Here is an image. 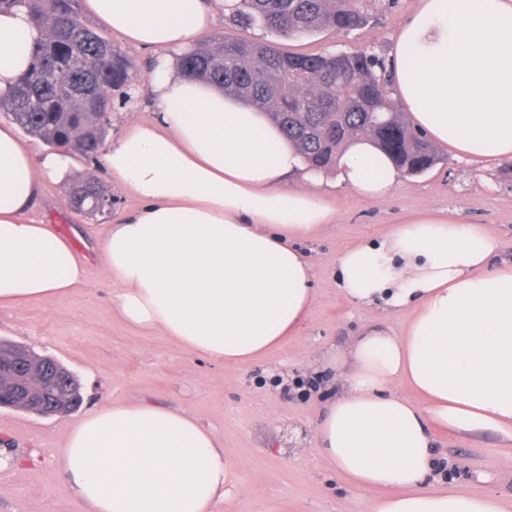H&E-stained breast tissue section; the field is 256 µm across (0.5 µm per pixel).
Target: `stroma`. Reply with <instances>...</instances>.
I'll return each mask as SVG.
<instances>
[{"instance_id": "stroma-1", "label": "stroma", "mask_w": 512, "mask_h": 512, "mask_svg": "<svg viewBox=\"0 0 512 512\" xmlns=\"http://www.w3.org/2000/svg\"><path fill=\"white\" fill-rule=\"evenodd\" d=\"M413 6L414 0H399L365 29L347 34L281 41L262 29L231 30L221 21L213 32L274 42L285 51L365 48L387 59ZM436 149L441 163L424 175L401 178L384 199L338 188L337 174H327L335 185L329 197L337 217L296 241L312 268L313 310L295 336L243 364L198 357L162 331L133 328L113 311L112 283L96 246L140 202L113 179L104 159L76 157L64 178L43 179L31 216L70 242L86 264L87 285L61 300L0 305V339L61 362L77 377L83 403L65 416L0 408V449L25 460L0 469V512H85L57 458L69 426L115 402L185 410L214 430L229 462L230 499L217 512H364L372 492L352 487L321 462L312 450L315 431L348 372L334 362V353L371 328L401 334L405 317L380 305L348 304L337 283L339 256L357 242L385 236L393 225L433 214L483 226L501 244L499 260H512V160L460 158L442 143ZM88 178L110 197L109 212L90 215L72 207L73 184ZM310 374L320 378V388L285 393L287 382ZM434 448L446 485L461 484L512 505V440L492 432L440 430ZM30 455L36 463H27Z\"/></svg>"}]
</instances>
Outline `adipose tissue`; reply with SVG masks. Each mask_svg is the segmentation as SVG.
I'll use <instances>...</instances> for the list:
<instances>
[{"label": "adipose tissue", "instance_id": "adipose-tissue-1", "mask_svg": "<svg viewBox=\"0 0 512 512\" xmlns=\"http://www.w3.org/2000/svg\"><path fill=\"white\" fill-rule=\"evenodd\" d=\"M126 43L153 52L156 118L131 124L105 155L142 203L99 243L127 324L161 330L208 360L251 361L295 335L315 298L294 238L332 223L320 173L307 170L269 115L176 64L224 12V0H84ZM40 33L23 10L0 12V95L28 70ZM391 92L414 125L457 156L512 158V0H416L394 36ZM0 126V305L62 299L85 264L28 212L42 178ZM340 185L389 196L400 173L373 143L342 153ZM482 226L417 217L338 258L353 305L406 315L402 335L372 329L340 359L350 373L317 427L322 461L372 492L367 512H504L499 500L439 489L432 424L512 439V263ZM408 380L425 406L392 393ZM58 465L87 512H215L228 463L215 432L186 412L112 403L65 434Z\"/></svg>", "mask_w": 512, "mask_h": 512}]
</instances>
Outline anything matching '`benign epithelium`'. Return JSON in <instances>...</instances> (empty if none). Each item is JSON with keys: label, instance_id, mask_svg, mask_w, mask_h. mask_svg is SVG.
Listing matches in <instances>:
<instances>
[{"label": "benign epithelium", "instance_id": "1", "mask_svg": "<svg viewBox=\"0 0 512 512\" xmlns=\"http://www.w3.org/2000/svg\"><path fill=\"white\" fill-rule=\"evenodd\" d=\"M66 370L25 348L0 343V407L20 403L30 412L45 415L66 402Z\"/></svg>", "mask_w": 512, "mask_h": 512}]
</instances>
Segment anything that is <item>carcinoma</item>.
<instances>
[{"label":"carcinoma","mask_w":512,"mask_h":512,"mask_svg":"<svg viewBox=\"0 0 512 512\" xmlns=\"http://www.w3.org/2000/svg\"><path fill=\"white\" fill-rule=\"evenodd\" d=\"M396 0H232L224 16L236 27L279 37H313L365 28L383 2ZM22 5L42 32L31 67L0 112L29 135L70 155L94 157L105 146L112 112L134 100L133 64L81 17L73 0H0ZM180 70L265 110L312 169L336 170L353 140L369 137L409 176L442 161L430 137L395 110L385 60L364 50L303 54L271 43L221 37L180 58ZM94 181L71 191L81 211L104 198Z\"/></svg>","instance_id":"1"}]
</instances>
